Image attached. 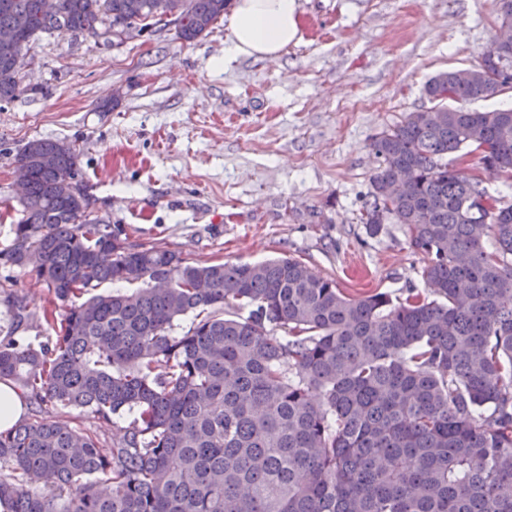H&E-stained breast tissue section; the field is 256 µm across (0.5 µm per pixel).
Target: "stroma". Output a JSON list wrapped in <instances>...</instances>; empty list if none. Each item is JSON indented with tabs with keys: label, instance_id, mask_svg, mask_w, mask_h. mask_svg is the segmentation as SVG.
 I'll list each match as a JSON object with an SVG mask.
<instances>
[{
	"label": "stroma",
	"instance_id": "35a3bbf8",
	"mask_svg": "<svg viewBox=\"0 0 512 512\" xmlns=\"http://www.w3.org/2000/svg\"><path fill=\"white\" fill-rule=\"evenodd\" d=\"M300 37L278 63L225 61L228 19L191 43L155 25L117 46L69 36L31 46L22 93L0 103V248L20 217L13 160L34 138L80 147L93 215L127 244L196 263L291 257L355 295L425 290L406 228L367 234L359 213L373 138L430 107L426 81L478 66L498 0H297ZM47 336L58 302L0 265V337L11 304Z\"/></svg>",
	"mask_w": 512,
	"mask_h": 512
}]
</instances>
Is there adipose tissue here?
<instances>
[{
	"label": "adipose tissue",
	"mask_w": 512,
	"mask_h": 512,
	"mask_svg": "<svg viewBox=\"0 0 512 512\" xmlns=\"http://www.w3.org/2000/svg\"><path fill=\"white\" fill-rule=\"evenodd\" d=\"M296 0H235L224 55L276 62L300 31Z\"/></svg>",
	"instance_id": "adipose-tissue-1"
}]
</instances>
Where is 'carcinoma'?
<instances>
[{
    "label": "carcinoma",
    "mask_w": 512,
    "mask_h": 512,
    "mask_svg": "<svg viewBox=\"0 0 512 512\" xmlns=\"http://www.w3.org/2000/svg\"><path fill=\"white\" fill-rule=\"evenodd\" d=\"M230 2L59 0L51 22L39 0H0V30L14 33L0 43V102L20 93L42 34L108 45L121 26L165 22L191 43ZM482 61L512 85V54ZM454 73L425 85L436 111L373 139L360 214L371 235L406 226L439 301L413 288L349 295L290 257L193 264L131 248L91 216L80 149L28 141L16 159L30 186L0 264L62 310L43 312L44 341L0 339V381L38 414L137 417L110 442L39 417L0 432L3 512H512V204L477 222L491 194L445 161L469 148L489 177L512 173V107L467 109L497 93ZM398 168L412 173L405 197L389 192ZM118 282L142 287L90 294Z\"/></svg>",
    "instance_id": "obj_1"
}]
</instances>
